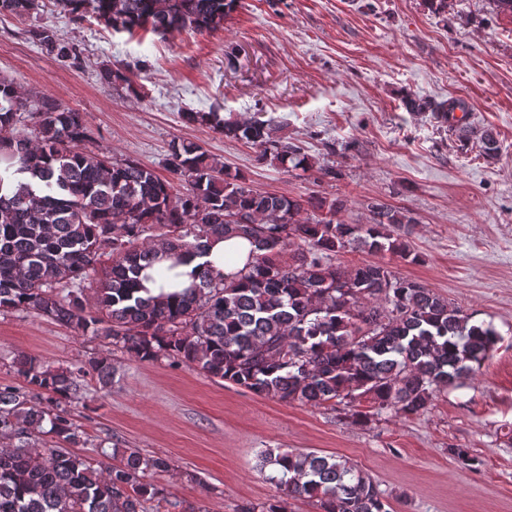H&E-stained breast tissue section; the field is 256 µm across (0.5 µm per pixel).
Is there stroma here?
<instances>
[{"mask_svg": "<svg viewBox=\"0 0 512 512\" xmlns=\"http://www.w3.org/2000/svg\"><path fill=\"white\" fill-rule=\"evenodd\" d=\"M39 21L76 58L47 54L25 25L0 16V75L82 112L110 158L161 175L173 142L190 139L259 190L343 199L349 223H366L371 199L407 208L421 262L388 253L374 262L501 336L492 358L430 410L367 427L328 406L286 405L118 352L111 386L71 411L92 442L85 455L137 448L169 459L153 481L195 512L274 502L277 489L256 468L264 448L345 457L388 493L393 512H512V20L492 15L489 0H450L441 16L424 0H238L215 34L162 37L117 32L46 0ZM110 65L129 83H103ZM406 92L465 100L469 141L431 113L406 111ZM212 110L266 113L339 179L284 171L183 118ZM486 130L500 147L493 159L481 151ZM99 348L49 320L0 315V385L23 383L9 367L16 352L57 365ZM452 446L468 449L475 468L456 463Z\"/></svg>", "mask_w": 512, "mask_h": 512, "instance_id": "35a3bbf8", "label": "stroma"}]
</instances>
